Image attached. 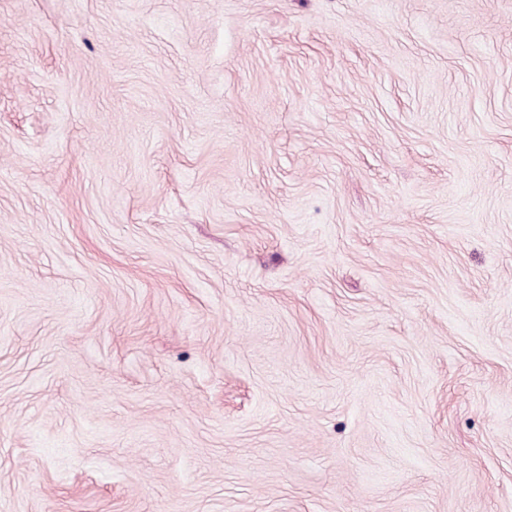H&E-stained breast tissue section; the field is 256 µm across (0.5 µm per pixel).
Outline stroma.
Returning a JSON list of instances; mask_svg holds the SVG:
<instances>
[{"label":"stroma","mask_w":512,"mask_h":512,"mask_svg":"<svg viewBox=\"0 0 512 512\" xmlns=\"http://www.w3.org/2000/svg\"><path fill=\"white\" fill-rule=\"evenodd\" d=\"M0 512H512V0H0Z\"/></svg>","instance_id":"35a3bbf8"}]
</instances>
